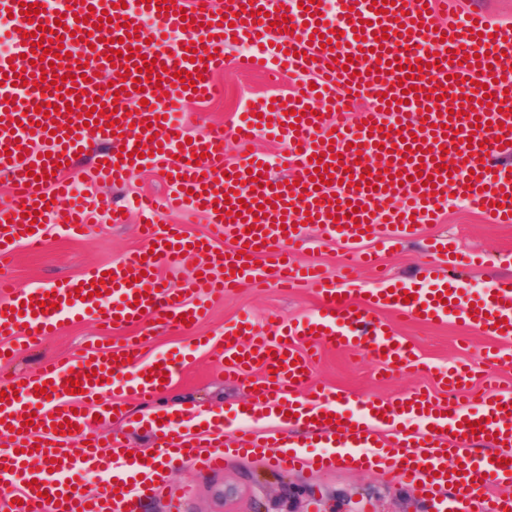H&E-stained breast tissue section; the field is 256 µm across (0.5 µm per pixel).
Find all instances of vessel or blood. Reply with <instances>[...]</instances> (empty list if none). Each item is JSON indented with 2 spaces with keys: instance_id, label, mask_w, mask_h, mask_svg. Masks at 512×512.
I'll return each mask as SVG.
<instances>
[{
  "instance_id": "vessel-or-blood-1",
  "label": "vessel or blood",
  "mask_w": 512,
  "mask_h": 512,
  "mask_svg": "<svg viewBox=\"0 0 512 512\" xmlns=\"http://www.w3.org/2000/svg\"><path fill=\"white\" fill-rule=\"evenodd\" d=\"M300 0H232L238 12L236 25L223 23V14L211 0H172L169 12H161L156 0H129L126 7L113 0H0V14H13L16 30L10 31V56H0V174L16 188L14 195L0 200V256L13 255L16 246L36 250L45 243L46 226L65 212L66 233L82 236L89 228L93 209L108 213L112 223H122L120 209L106 197L86 200L74 192L57 163L72 160L78 149L105 144L86 172L96 186L128 182L139 169L162 167L170 178L168 196L141 198L140 209L148 214L158 207L205 212L209 232L191 241L180 225L162 229L151 225L145 235L154 244L152 253L134 252L108 267L87 268L80 277L46 286L31 285L19 291L0 285V336L25 337L27 342L59 332L62 320L87 318L105 327L139 325L153 317L165 327L182 330L183 317L202 322L207 300L244 282L259 286L274 279L291 287L315 286L321 298L318 313L283 331L280 339L253 334L249 338L229 332L211 349L217 362L230 375L245 370L258 372L254 403L282 411L308 408L320 420V429L331 438L334 453L311 457L291 455L278 458L282 467L331 468L342 462L358 468L376 466L389 476L409 484H420L426 494L452 488L477 499L491 485L512 484V464H504L501 449H512V390L487 386L469 395L468 403L451 400L439 405L434 396L416 392L408 401L376 402L363 399L356 413L347 415L335 404L330 392L311 387L313 356L303 349L304 341L324 342L346 351L371 352L386 368L413 367V348L398 336L392 324L377 313L389 309L396 315L425 321L458 319L480 333L496 337L503 347L491 355L495 366L512 368L505 346L512 342V278L500 277L475 294H468L462 280L469 264L457 259L451 265L429 264L422 272L430 280L427 288L414 289L405 300L402 286L370 290L368 297L353 301L343 286L355 270L371 263V254L351 250L339 280L326 279L321 271L294 266L286 261L287 248L302 246V224H320L322 236L367 238L378 224L390 227L395 239L420 233L437 223L449 195L468 202L495 223L512 224V23H494L479 11H461L460 0H385L375 8L373 0H337V19L329 21L323 8L299 6ZM41 5L40 14L27 17L24 8ZM447 13L446 22L433 25L431 14ZM108 24L95 29L101 16ZM364 26L356 35V26ZM47 28L62 36L66 51L55 59L54 74L63 76L62 88L34 86L30 79L41 76L34 65L24 33ZM330 45H323L322 34ZM123 38L125 47L139 48L131 59L112 57L114 41ZM260 43L250 68L267 77L282 71L305 72L299 88L301 99L287 104H262L257 115L247 116L231 130L241 145L253 136L279 132L288 142L289 180L266 174L267 156L249 153L229 161L224 157V136L219 132L190 134L186 123L173 120L181 101L208 98L216 91L215 77L224 59L237 45ZM439 64L423 69L418 81L403 78L401 66L417 64L430 53ZM153 60L160 81L137 86V69ZM398 61L399 70L385 72L386 63ZM202 70L194 89L184 88L175 70ZM16 79H8V72ZM111 76L113 88L101 89L102 76ZM424 89L423 99L403 102L402 91L410 86ZM87 93L77 100L72 87ZM167 98H160V91ZM490 105H483V97ZM100 98L104 113L97 123L86 124L89 101ZM365 97L372 109L364 113L365 124L357 128L335 122L331 99L341 104ZM73 103V111L56 113L53 131L39 125L35 107ZM317 113L308 121H296L295 113L306 107ZM159 123L157 133L148 126ZM411 138L410 147L400 141ZM141 155L130 158L129 153ZM340 152L329 160L334 184L310 187L309 173L319 167V154ZM455 153L454 171L442 169V151ZM384 160L379 170L367 174L376 155ZM37 185H30V175ZM436 178V186L422 183L423 176ZM228 202H217V195ZM399 200V207L383 209L382 200ZM263 217H255V209ZM340 220H333V213ZM235 221H228V214ZM232 238L238 244L261 246L272 256L270 268L246 264L244 259L222 257L217 245ZM179 249H171V242ZM178 256L193 261L209 256L199 285L205 298H189L172 288L161 276L163 259ZM55 306L43 311L45 294ZM147 341L139 336L113 346L109 351L82 355L62 364L44 362L33 373H18L0 382V500L8 512H142L148 493L157 491L161 478L128 482L122 477L129 466L127 448L121 438L102 439V421L125 418L127 398L152 402L165 390L163 375H176L169 357L154 362L144 359ZM79 381L81 391H66L67 378ZM46 394H36L37 386ZM419 417L430 430L392 431L380 438L375 427L380 417ZM199 414L182 406L177 414H164L161 422H148L154 457L139 466L152 469L155 456L188 461L210 470L221 469L232 451L222 428L193 430ZM482 422L483 431L469 433L466 425ZM72 424L71 432L60 435L56 426ZM497 441L496 453L471 456L460 475H451L449 447H475ZM382 441L385 455L373 451ZM238 450L263 455L279 445L271 433L241 427ZM59 472L56 480L33 478L32 461ZM95 470L105 473L103 482L83 490L77 478Z\"/></svg>"
}]
</instances>
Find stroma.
Here are the masks:
<instances>
[{"label":"stroma","instance_id":"stroma-1","mask_svg":"<svg viewBox=\"0 0 512 512\" xmlns=\"http://www.w3.org/2000/svg\"><path fill=\"white\" fill-rule=\"evenodd\" d=\"M242 55L234 53L226 60L217 80L222 86L220 97L209 101H188L182 106L187 124L193 132H206L217 126L224 129L237 122L248 101L284 98L293 90L296 79L288 76L277 83L247 70ZM167 184L159 169L135 175L123 187L101 186L100 191L126 206H133L144 193L160 195ZM138 214L129 223L113 224L99 218L85 236L68 235L52 229L40 250L17 248L7 270L16 287L25 289L33 283H51L70 278L91 264L104 265L119 260L125 252L145 248L140 237ZM443 238L469 250L479 251L480 262L466 272L467 286L479 290L497 277L512 276V224L493 223L486 215L473 211L459 199H451L441 223L429 224L412 240L394 245L382 239L353 242L321 237L316 227L306 230V243L294 251L301 262L320 265L327 277L339 275L351 249L372 253L378 266L360 271L352 284L353 299H360L364 289L375 288L381 276L407 284L420 278V271L433 260L429 251L432 239ZM320 306L312 288L290 290L276 284L260 288L243 285L223 300L213 304L206 325L197 331L157 330L151 337L148 357L183 352L186 360L174 384L162 392L152 407L163 414L171 406L193 402L207 412L224 415V432L235 436L246 421L239 409L253 399L251 375L226 378L210 355L206 339H221L241 314H248L256 328L272 333L278 324L293 325L311 316ZM397 332L415 348L421 361L408 370L383 371L381 364L366 353L352 354L328 344H321L314 362L313 382L342 397L343 408L355 410L358 400L380 398L393 400L413 390L439 392L440 373L466 363L475 376L473 387H481L488 368L484 359L487 349L497 347L496 338L479 333L469 325L451 320L445 323L419 319L396 322ZM138 325L121 326L111 336H101L88 320L63 321L61 331L37 348L23 346L21 338L14 345L21 351L12 363L0 365V372L11 375L34 370L45 359L66 361L76 357L93 343L109 348L111 342L143 335ZM237 490L235 497L224 499L225 486ZM358 500L364 512H432V501L414 485L399 479H387L372 468L360 470L344 465L323 472L304 469L282 470L272 459L239 455L225 459L224 468L213 472L188 463L170 467L165 488L145 499L143 512H329Z\"/></svg>","mask_w":512,"mask_h":512}]
</instances>
